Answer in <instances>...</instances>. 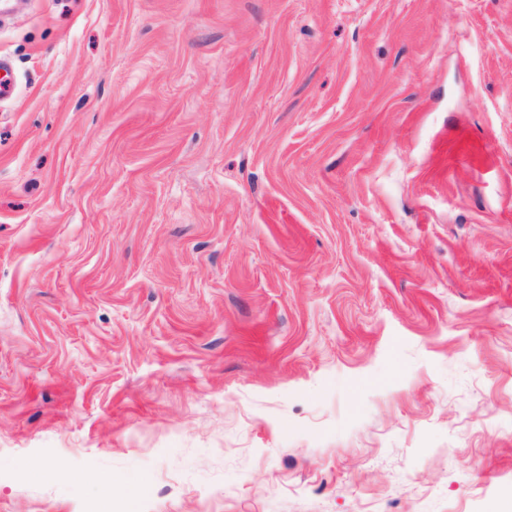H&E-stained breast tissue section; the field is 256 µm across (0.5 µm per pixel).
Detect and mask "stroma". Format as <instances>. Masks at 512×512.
<instances>
[{
    "label": "stroma",
    "mask_w": 512,
    "mask_h": 512,
    "mask_svg": "<svg viewBox=\"0 0 512 512\" xmlns=\"http://www.w3.org/2000/svg\"><path fill=\"white\" fill-rule=\"evenodd\" d=\"M23 2L0 512H496L512 0Z\"/></svg>",
    "instance_id": "35a3bbf8"
}]
</instances>
